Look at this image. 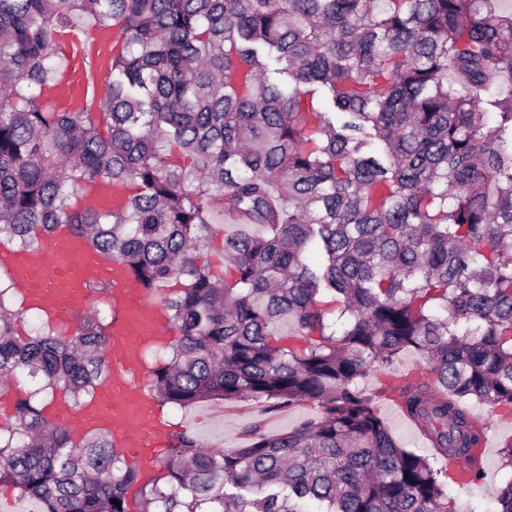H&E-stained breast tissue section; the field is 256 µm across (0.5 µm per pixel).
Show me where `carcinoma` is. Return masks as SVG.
<instances>
[{"label":"carcinoma","instance_id":"1","mask_svg":"<svg viewBox=\"0 0 512 512\" xmlns=\"http://www.w3.org/2000/svg\"><path fill=\"white\" fill-rule=\"evenodd\" d=\"M71 25L120 28L100 112L49 97ZM97 183L122 204H81ZM62 228L162 305L171 336L143 351L160 407L319 416L237 448L185 429L146 475L106 432L43 415L94 397L112 322L52 321L0 270V380L38 379L0 424V485L45 512H451L439 463L483 438L467 405L512 410V11L0 0V245ZM405 350L430 375L394 386L427 454L358 383ZM496 502L512 512V479Z\"/></svg>","mask_w":512,"mask_h":512}]
</instances>
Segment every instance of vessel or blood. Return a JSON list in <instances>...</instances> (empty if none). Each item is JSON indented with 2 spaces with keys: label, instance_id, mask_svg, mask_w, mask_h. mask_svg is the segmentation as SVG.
<instances>
[{
  "label": "vessel or blood",
  "instance_id": "vessel-or-blood-1",
  "mask_svg": "<svg viewBox=\"0 0 512 512\" xmlns=\"http://www.w3.org/2000/svg\"><path fill=\"white\" fill-rule=\"evenodd\" d=\"M114 37V32L95 27L79 35L61 33L75 61L54 96L98 106L104 97L103 78ZM0 266L11 270L35 307L68 321L82 317L91 307L90 284H110L115 313L108 342L110 377L93 401L76 411L57 407L51 420L77 432L108 429L116 445L131 450L137 460L155 458L167 447L170 431L154 405L139 355L163 334L161 306L134 286L110 258L93 253L83 237L70 233L47 239L37 252L2 246Z\"/></svg>",
  "mask_w": 512,
  "mask_h": 512
}]
</instances>
